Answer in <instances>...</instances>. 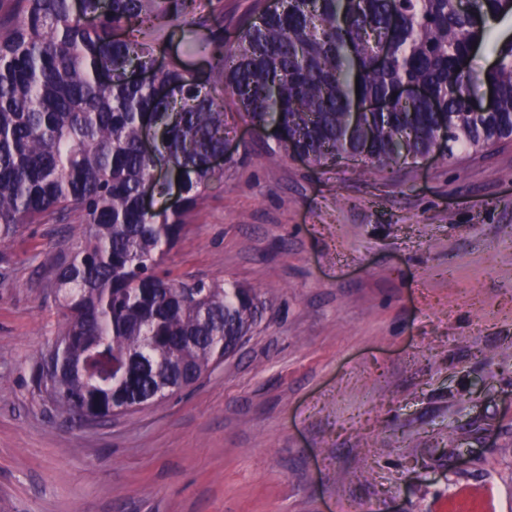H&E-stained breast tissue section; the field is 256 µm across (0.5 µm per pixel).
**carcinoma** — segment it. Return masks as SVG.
Wrapping results in <instances>:
<instances>
[{"instance_id":"1","label":"carcinoma","mask_w":512,"mask_h":512,"mask_svg":"<svg viewBox=\"0 0 512 512\" xmlns=\"http://www.w3.org/2000/svg\"><path fill=\"white\" fill-rule=\"evenodd\" d=\"M0 10V247L22 224H76L54 274L66 324L35 361L40 392L77 418L161 400L200 380L255 325L261 295L219 280L160 275L185 217L224 171L226 109L271 132L287 155L316 167L365 170L446 160L512 138V38L488 19H512V0H253L235 40L201 0H9ZM178 39L212 60L204 77L176 55ZM491 43L494 64L460 68ZM494 92L486 111L469 85ZM426 95L406 98L402 87ZM380 99L382 112H358ZM152 154L142 149L145 136ZM166 167L151 201L143 188Z\"/></svg>"}]
</instances>
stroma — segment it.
Wrapping results in <instances>:
<instances>
[{
  "label": "stroma",
  "instance_id": "35a3bbf8",
  "mask_svg": "<svg viewBox=\"0 0 512 512\" xmlns=\"http://www.w3.org/2000/svg\"><path fill=\"white\" fill-rule=\"evenodd\" d=\"M225 135L163 267L265 305L183 392L98 426L43 402L75 227L8 243L0 512H512V142L366 172L287 156L234 111Z\"/></svg>",
  "mask_w": 512,
  "mask_h": 512
}]
</instances>
